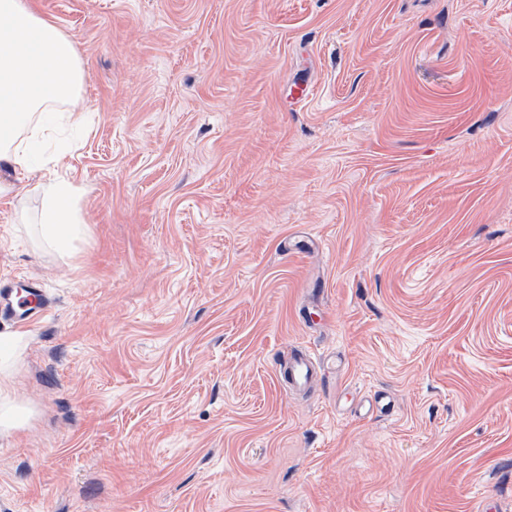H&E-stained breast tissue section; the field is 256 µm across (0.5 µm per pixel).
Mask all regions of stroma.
Segmentation results:
<instances>
[{
    "instance_id": "35a3bbf8",
    "label": "stroma",
    "mask_w": 512,
    "mask_h": 512,
    "mask_svg": "<svg viewBox=\"0 0 512 512\" xmlns=\"http://www.w3.org/2000/svg\"><path fill=\"white\" fill-rule=\"evenodd\" d=\"M83 61L60 256L0 197V512H512V0H36ZM326 359L289 389L296 348ZM26 288L28 290L26 291L25 296H22L21 292L17 293V306L19 308L32 310L31 314L35 311L40 312L41 314L44 313L47 310L48 303L45 299L43 290L33 282L28 283ZM21 330L0 333V433L9 434L23 427L26 411L16 397L13 367L23 338Z\"/></svg>"
}]
</instances>
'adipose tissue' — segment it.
<instances>
[{
  "label": "adipose tissue",
  "mask_w": 512,
  "mask_h": 512,
  "mask_svg": "<svg viewBox=\"0 0 512 512\" xmlns=\"http://www.w3.org/2000/svg\"><path fill=\"white\" fill-rule=\"evenodd\" d=\"M84 83L71 36L44 18L32 0H0V164L15 173L47 170L39 186L38 234L51 252L68 253L81 232L78 187L41 157L42 145L75 125ZM23 331L0 333V433L23 427L26 411L16 397L13 367Z\"/></svg>",
  "instance_id": "obj_1"
}]
</instances>
